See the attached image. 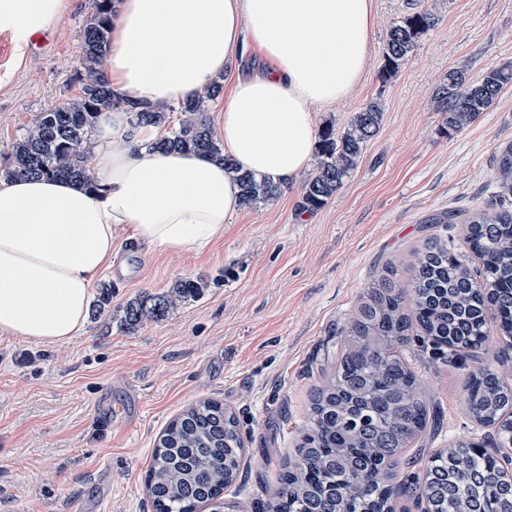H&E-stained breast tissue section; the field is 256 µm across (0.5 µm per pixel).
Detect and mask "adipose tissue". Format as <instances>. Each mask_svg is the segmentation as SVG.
<instances>
[{"instance_id": "obj_1", "label": "adipose tissue", "mask_w": 512, "mask_h": 512, "mask_svg": "<svg viewBox=\"0 0 512 512\" xmlns=\"http://www.w3.org/2000/svg\"><path fill=\"white\" fill-rule=\"evenodd\" d=\"M69 0H0L18 40L59 21ZM373 0H116L105 75L127 110L163 111L232 74L212 115L233 169L203 153L128 143L127 110L101 118L91 186L22 178L0 187V335L59 344L83 328L96 277L120 236L193 252L241 207L235 170L296 184L312 166L318 115L362 83Z\"/></svg>"}]
</instances>
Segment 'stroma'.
<instances>
[{
    "instance_id": "obj_1",
    "label": "stroma",
    "mask_w": 512,
    "mask_h": 512,
    "mask_svg": "<svg viewBox=\"0 0 512 512\" xmlns=\"http://www.w3.org/2000/svg\"><path fill=\"white\" fill-rule=\"evenodd\" d=\"M92 0H72L37 51L0 34V157L36 112L79 93L81 30ZM370 68L351 100L323 110L320 125L343 131L380 99L384 118L356 168L329 203L299 211L301 185L240 209L203 252L139 247L120 237L135 272L101 273L109 315L88 319L72 340L47 346L0 338V512H153L145 488L154 440L202 399L235 411L246 465L227 498L256 512L271 498L307 425L311 396L336 368L344 331L385 267L408 279L430 238L466 261L454 224L433 214L498 201L497 149L512 143V86L470 126L446 133L433 96L449 69L470 77L512 62V0H425L436 23L389 81L379 70L390 26L406 0H374ZM206 280L202 295L165 320L133 330L119 310L177 280ZM403 353L436 421L406 451L403 473L458 440L491 445L463 402L465 369L431 342L411 337Z\"/></svg>"
}]
</instances>
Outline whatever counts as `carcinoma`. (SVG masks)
<instances>
[{"label":"carcinoma","instance_id":"1","mask_svg":"<svg viewBox=\"0 0 512 512\" xmlns=\"http://www.w3.org/2000/svg\"><path fill=\"white\" fill-rule=\"evenodd\" d=\"M113 0H92L82 35L83 72L79 96L41 110L18 135L0 163V182L44 176L89 182L88 148L102 114L122 99L107 83L103 63L109 46ZM435 22L431 10L412 4L386 35L380 79L390 80ZM512 85V64L491 69L477 79L461 68L448 71L435 91L436 111L447 132L472 124L500 93ZM223 90L217 82L199 98L178 107L182 118L171 125L170 113H130L126 139H138L144 127L170 130L149 143L159 150L196 151L222 157L204 118L206 103ZM382 104L373 100L357 112L341 134L322 129L318 162L304 181L302 212L324 207L343 187L365 147L378 133ZM494 176L500 195H512V144L496 152ZM241 202L247 208L278 198L283 185L250 172H237ZM431 224H458L471 251L481 254L482 270H473L436 240L418 254L408 284L388 270L363 294L340 347L336 371L317 389L308 424L294 458L262 512H365L378 496L386 512L402 452L425 432L430 403L415 373L396 355L413 325L422 336L448 346L450 358H473L470 350L488 339L487 314L512 336V209H478L460 217L432 215ZM207 284L178 281L161 294L126 304L121 325L134 329L165 319L181 302L197 298ZM465 405L474 421L493 427L507 421L512 384L489 366L466 377ZM244 439L239 422L224 404L201 401L170 421L156 441L147 474V490L156 512H225L224 490L242 471ZM424 512H488L504 507L512 493L508 470L487 453L475 454L459 440L435 450L422 471L401 483Z\"/></svg>","mask_w":512,"mask_h":512}]
</instances>
